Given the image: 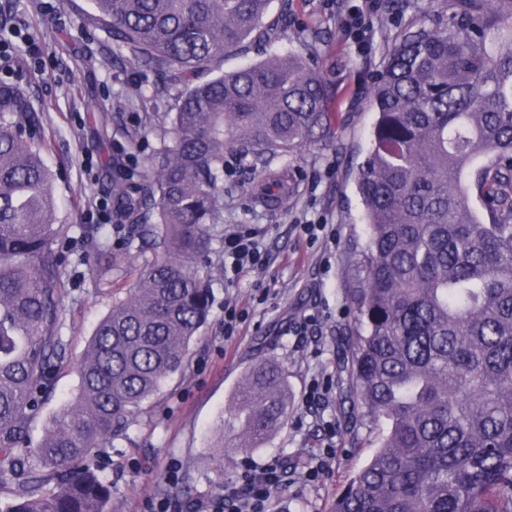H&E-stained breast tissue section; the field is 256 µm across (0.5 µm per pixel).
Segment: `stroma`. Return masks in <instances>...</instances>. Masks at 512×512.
Returning a JSON list of instances; mask_svg holds the SVG:
<instances>
[{"label": "stroma", "mask_w": 512, "mask_h": 512, "mask_svg": "<svg viewBox=\"0 0 512 512\" xmlns=\"http://www.w3.org/2000/svg\"><path fill=\"white\" fill-rule=\"evenodd\" d=\"M355 0H293L290 31L314 29L316 44L302 47L336 89L331 109L338 116V145L302 148L286 163L268 160L281 176L277 203L259 204L250 171L224 176V221L211 227L207 262L211 269L209 321L193 345L187 365L145 404L128 439L100 452L98 460L112 481L110 512H151L158 480L177 483L183 502L214 500L240 478L245 466L274 462L288 466L287 482L267 502L266 512H330L347 480L369 460V441L377 433L373 419L351 408L341 390L337 339L348 323L352 264L365 240L362 208L351 172L367 146L375 115L366 104L370 76L382 52L381 42L359 51L342 36L341 14ZM0 28L12 35V59L0 77L20 74L21 86L39 109L52 136L48 162L54 174L60 223L71 225L54 245L61 257L66 292L63 334L71 365L55 376L51 398L37 414L32 438L45 421L74 398L78 376L74 362L97 322L124 295L134 269L152 256L141 241L112 231V282L95 287V271L80 264L84 246L78 225L104 221L109 197L104 168L113 157L142 169L159 141L149 115L168 111L163 96L139 105L138 91L156 78L115 51L95 24L90 0H0ZM136 148H129V136ZM324 223L308 234L303 223ZM254 233L266 251L265 267L224 270V240L241 230ZM243 314L232 336L224 334V305ZM315 331L301 333L308 319ZM274 358L288 373L293 408L287 422L257 448L218 457L221 421L246 368ZM327 389L324 401L307 404L312 384ZM322 465L316 481L305 471Z\"/></svg>", "instance_id": "1"}]
</instances>
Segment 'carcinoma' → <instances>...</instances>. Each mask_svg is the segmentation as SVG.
<instances>
[{"label":"carcinoma","mask_w":512,"mask_h":512,"mask_svg":"<svg viewBox=\"0 0 512 512\" xmlns=\"http://www.w3.org/2000/svg\"><path fill=\"white\" fill-rule=\"evenodd\" d=\"M112 45L170 93L160 147L134 173L112 161V219L154 256L94 329L78 395L38 441L34 415L69 363L51 142L38 110L0 80V512H108L100 448L182 370L212 293L198 260L224 223L235 154L261 202L278 193L268 157L330 138L332 89L281 48L290 0H90ZM367 90L376 114L353 168L367 225L341 336L352 411L383 422L368 463L332 512H512V0H405ZM263 58L232 71L224 60ZM97 266L112 255L94 229ZM286 370L246 374L221 448L247 453L287 420Z\"/></svg>","instance_id":"1"}]
</instances>
